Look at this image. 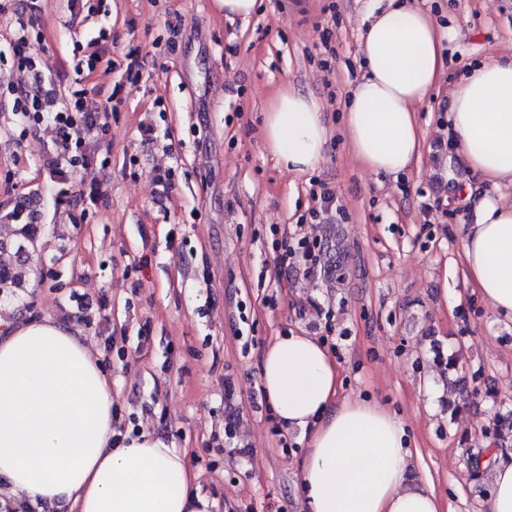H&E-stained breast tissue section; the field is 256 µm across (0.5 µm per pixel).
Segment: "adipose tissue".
<instances>
[{
  "mask_svg": "<svg viewBox=\"0 0 512 512\" xmlns=\"http://www.w3.org/2000/svg\"><path fill=\"white\" fill-rule=\"evenodd\" d=\"M364 73L343 129L356 160L399 176L419 161L424 135L413 111L437 87L454 40L412 0L371 12ZM448 134L474 187L475 219L462 227L464 277L500 316L512 318V55L478 61L451 89ZM330 129L316 99L288 88L271 101L263 143L295 174L317 169ZM262 390L280 424L300 433L306 512H442L434 490L412 487L402 422L382 407L339 396V372L315 337H277L261 359ZM112 383L79 331L52 319L0 318V476L7 495L71 512H211L186 456L143 432L114 442ZM485 512H512V452L493 454Z\"/></svg>",
  "mask_w": 512,
  "mask_h": 512,
  "instance_id": "ef3b65f1",
  "label": "adipose tissue"
}]
</instances>
